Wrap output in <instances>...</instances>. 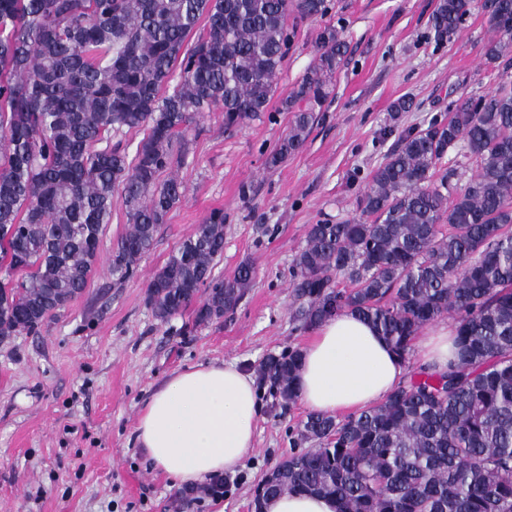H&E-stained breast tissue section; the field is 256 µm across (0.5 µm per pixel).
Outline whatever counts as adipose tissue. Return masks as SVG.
Listing matches in <instances>:
<instances>
[{
    "instance_id": "ef3b65f1",
    "label": "adipose tissue",
    "mask_w": 512,
    "mask_h": 512,
    "mask_svg": "<svg viewBox=\"0 0 512 512\" xmlns=\"http://www.w3.org/2000/svg\"><path fill=\"white\" fill-rule=\"evenodd\" d=\"M424 364L444 369L456 357L455 327L439 322L419 339ZM298 398L329 416L381 403L405 366L375 329L344 310L316 328L301 350ZM260 404L252 375L233 363H198L173 372L142 408L135 443L177 486L235 470L253 448Z\"/></svg>"
}]
</instances>
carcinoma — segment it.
Instances as JSON below:
<instances>
[{
  "instance_id": "1",
  "label": "carcinoma",
  "mask_w": 512,
  "mask_h": 512,
  "mask_svg": "<svg viewBox=\"0 0 512 512\" xmlns=\"http://www.w3.org/2000/svg\"><path fill=\"white\" fill-rule=\"evenodd\" d=\"M475 6L436 0L435 41L455 37ZM481 9L495 64L512 49V0ZM328 13L327 0H0V338L37 332L85 291L118 204L128 230L109 272L135 277L184 197L173 169L185 132L210 112L231 129L267 111L294 38L288 17ZM346 52L325 25L283 100L292 120L269 166L304 145ZM130 132L143 133L132 156L96 148ZM356 211L307 229L291 282L304 325L349 309L405 362L418 333L448 317L456 360L420 368L358 414H308L299 436L316 446L270 468L255 508L305 493L335 498L338 512H512V77L402 130ZM223 255L217 209L149 280L155 317L194 305L202 325L233 309L254 268L217 279ZM300 359L290 350L261 366L286 404Z\"/></svg>"
}]
</instances>
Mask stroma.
I'll list each match as a JSON object with an SVG mask.
<instances>
[{"label":"stroma","mask_w":512,"mask_h":512,"mask_svg":"<svg viewBox=\"0 0 512 512\" xmlns=\"http://www.w3.org/2000/svg\"><path fill=\"white\" fill-rule=\"evenodd\" d=\"M328 2L326 19L295 22L267 112L233 129L216 112L188 130L189 152L178 170L185 196L137 276L117 285L109 274L112 248L126 230L118 206L84 294L40 333L0 341V512H250L267 470L303 450L297 431L306 408L282 405L258 384L254 448L225 473L222 497L191 502L146 461L133 430L145 402L175 370L224 361L256 376L269 356L305 346L313 332L296 315L294 260L309 225L352 216L395 141L388 133L393 105L412 99L398 124L424 126L449 102L492 90L503 75L485 58L490 34L482 10L438 45L427 38L436 0ZM326 22L348 46L335 98L323 105L303 147L266 168L292 118L282 99L312 62ZM215 209L225 221L214 275L231 277L249 261L251 287L208 324L194 325L189 309L157 320L145 302L148 281Z\"/></svg>","instance_id":"1"}]
</instances>
